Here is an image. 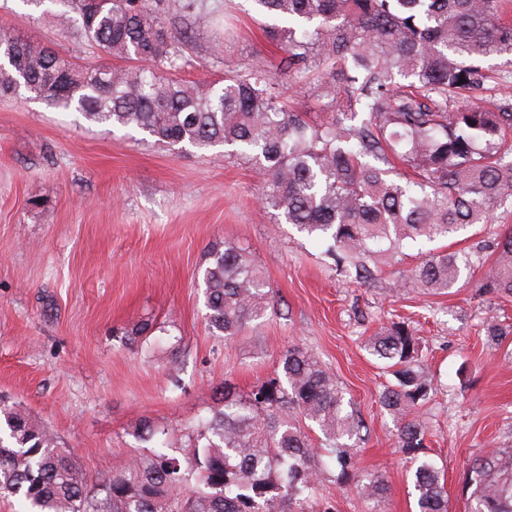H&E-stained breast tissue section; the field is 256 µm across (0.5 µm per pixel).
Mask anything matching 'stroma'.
Returning a JSON list of instances; mask_svg holds the SVG:
<instances>
[{"label":"stroma","instance_id":"stroma-1","mask_svg":"<svg viewBox=\"0 0 512 512\" xmlns=\"http://www.w3.org/2000/svg\"><path fill=\"white\" fill-rule=\"evenodd\" d=\"M192 67L208 81L225 68L278 63L249 0H204ZM0 31L35 36L80 62L97 52L76 14L33 0H0ZM260 177L223 148L171 150L153 138L97 125L19 98L0 99V395L52 428L85 484L118 461L150 453L132 429L142 419L187 430L219 407L231 384L247 391L274 374L288 349H311L333 372L364 423L357 468L384 475L389 512H418L412 474L381 406L382 378L365 343L382 323L420 337L438 390L418 413L426 455L445 471L449 512H468V463L512 451V343L487 349V319L512 318V297L483 294L482 272L427 294L382 265L370 283L336 274L323 247L278 223L259 200ZM512 228V203L491 231ZM491 231L450 239L491 261ZM247 248L273 291L275 310L243 335H213L202 275L213 244ZM142 348L121 335L142 319Z\"/></svg>","mask_w":512,"mask_h":512}]
</instances>
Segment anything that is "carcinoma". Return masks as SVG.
<instances>
[{
    "mask_svg": "<svg viewBox=\"0 0 512 512\" xmlns=\"http://www.w3.org/2000/svg\"><path fill=\"white\" fill-rule=\"evenodd\" d=\"M102 62L79 64L31 38L0 33V96L75 111L92 123L129 129L164 147L217 146L250 162L260 197L278 220L328 242L336 271L357 283L374 265L401 264L411 241L432 242L486 224L512 201V85L482 66L512 54V0H253L285 56L200 84L177 77L193 36L166 25L163 0H57ZM465 82H459V79ZM310 89L322 114L285 103V85ZM493 86V108L459 101ZM494 262L481 288L512 295V231L491 241ZM207 320L238 336L271 310L268 282L234 243L210 251ZM480 263L472 252L430 250L409 270L415 287L444 294ZM143 320L124 338L152 335ZM491 348L512 326L485 322ZM394 378L379 400L394 418L398 446L416 464L419 512H448L444 470L422 454L426 426L414 409L436 391L420 361L422 343L392 321L367 343ZM336 376L303 348L280 359L275 376L241 393L180 436L148 421L133 434L156 449L114 468L96 490L81 480L56 435L0 398V497L23 512H317L318 486L334 464L336 482L355 484L371 512H387L380 475H361L352 441L363 421ZM321 433L315 447L306 429ZM463 493L470 512H512V452L474 460Z\"/></svg>",
    "mask_w": 512,
    "mask_h": 512,
    "instance_id": "1",
    "label": "carcinoma"
}]
</instances>
